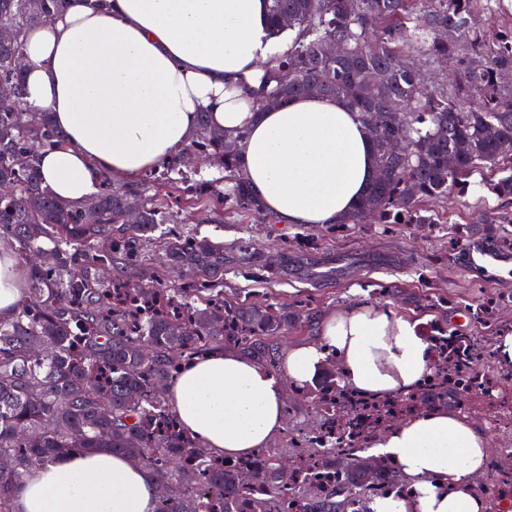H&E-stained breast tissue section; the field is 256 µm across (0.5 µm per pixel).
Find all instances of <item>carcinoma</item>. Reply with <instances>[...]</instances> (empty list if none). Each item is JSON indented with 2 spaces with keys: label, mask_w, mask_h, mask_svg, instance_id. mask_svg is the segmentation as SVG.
<instances>
[{
  "label": "carcinoma",
  "mask_w": 512,
  "mask_h": 512,
  "mask_svg": "<svg viewBox=\"0 0 512 512\" xmlns=\"http://www.w3.org/2000/svg\"><path fill=\"white\" fill-rule=\"evenodd\" d=\"M58 0H0V83L21 89L26 32L52 16ZM273 34L295 32L288 56L269 70L258 106L316 93L345 100L374 146L373 180L356 209L338 224H441L434 204L487 192L512 201V20L495 41L483 21L502 13L501 0H268ZM292 23L285 26L282 16ZM455 35L446 39L442 32ZM342 43L331 57L323 46ZM450 74H438L442 61ZM47 112H26L19 97L0 101V242L15 248L26 299L0 322V512H13L11 491L37 467L75 453L108 448L157 476L158 512H370L376 496H408L397 466L361 456L369 440L416 407L412 397L368 399L340 384L331 359L306 393L318 417L297 430L288 448L248 457L213 455L181 426L166 399L179 369L197 356L232 348L267 359L294 325L296 312L267 299L224 295V244L196 236L164 240L168 265L150 280L116 288L100 277L112 265L135 267L144 246L174 215L143 204L130 224L136 185L104 178L79 204L45 185L35 147L63 142ZM245 134L211 127L200 114L190 147L224 168L218 199L271 222L242 172ZM204 205L217 190L193 183ZM512 212L489 211L485 228L512 251ZM52 247L46 249L44 242ZM201 269L198 288H172L170 270ZM434 364L421 400L448 404L482 388L490 343L435 325ZM512 487V471L492 472L474 491L494 503Z\"/></svg>",
  "instance_id": "obj_1"
}]
</instances>
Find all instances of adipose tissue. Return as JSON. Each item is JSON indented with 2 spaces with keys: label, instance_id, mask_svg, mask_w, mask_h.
Here are the masks:
<instances>
[{
  "label": "adipose tissue",
  "instance_id": "obj_1",
  "mask_svg": "<svg viewBox=\"0 0 512 512\" xmlns=\"http://www.w3.org/2000/svg\"><path fill=\"white\" fill-rule=\"evenodd\" d=\"M270 33L266 0H64L28 30L21 107L51 113L65 144L37 164L59 198L80 203L101 178L129 184L175 160L200 113L244 132L243 166L264 211L279 223L325 227L354 211L375 175L357 112L317 95L257 110L252 89L287 54ZM25 297L24 272L0 242V322ZM351 390L407 394L434 353L417 323L369 304L329 313L317 340L289 346L279 370L231 349L182 367L168 390L181 425L217 456L266 447L284 426L283 384L314 383L329 359ZM414 489L380 497L371 512H485L473 481L488 459L483 426L429 409L369 442ZM156 476L101 448L36 468L11 493L13 512H157Z\"/></svg>",
  "mask_w": 512,
  "mask_h": 512
}]
</instances>
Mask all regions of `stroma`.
<instances>
[{
	"mask_svg": "<svg viewBox=\"0 0 512 512\" xmlns=\"http://www.w3.org/2000/svg\"><path fill=\"white\" fill-rule=\"evenodd\" d=\"M145 195L168 202L176 216L166 227L169 234L223 243L227 296L307 303L288 343L313 340L324 315L356 302L417 322L426 336L433 335L438 322L495 342L512 333V254L478 253L485 237L475 195L441 204L438 211L445 221L434 226L360 224L333 233L324 227L270 224L222 202L196 205L175 183L147 188ZM384 287L391 295L383 299L375 291ZM431 296L442 300L440 312L427 310ZM493 298L499 301L494 317L478 315V304ZM284 392V430L272 440L275 448L287 443L289 429L314 425L297 387L285 383ZM511 397L512 385L498 378L491 395L469 396L458 407L483 425L493 468L512 469V417L505 407Z\"/></svg>",
	"mask_w": 512,
	"mask_h": 512,
	"instance_id": "obj_1",
	"label": "stroma"
}]
</instances>
